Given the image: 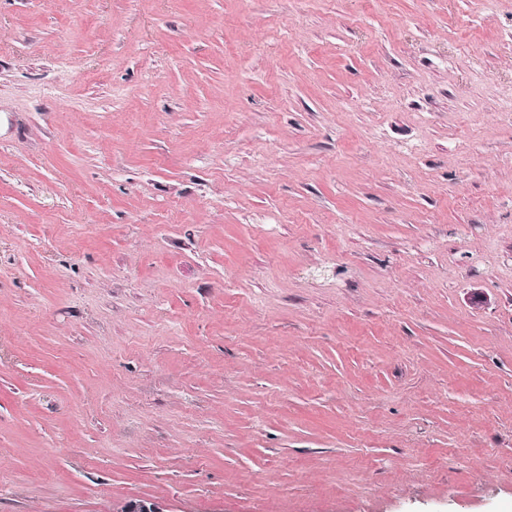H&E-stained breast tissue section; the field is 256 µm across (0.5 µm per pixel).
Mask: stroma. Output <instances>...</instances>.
I'll return each instance as SVG.
<instances>
[{
    "instance_id": "stroma-1",
    "label": "stroma",
    "mask_w": 512,
    "mask_h": 512,
    "mask_svg": "<svg viewBox=\"0 0 512 512\" xmlns=\"http://www.w3.org/2000/svg\"><path fill=\"white\" fill-rule=\"evenodd\" d=\"M512 512V0H0V512Z\"/></svg>"
}]
</instances>
